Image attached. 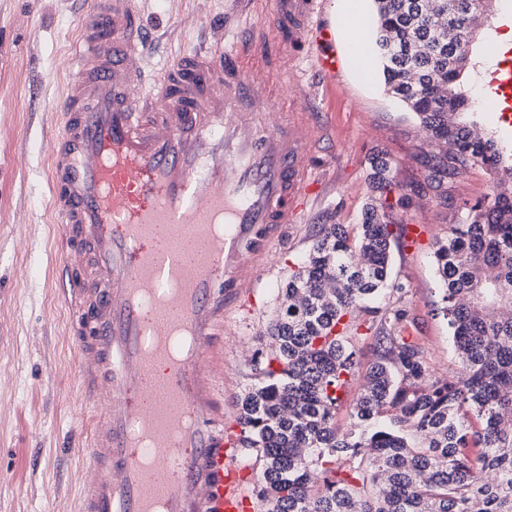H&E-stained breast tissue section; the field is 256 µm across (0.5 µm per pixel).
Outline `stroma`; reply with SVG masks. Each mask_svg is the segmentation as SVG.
Returning <instances> with one entry per match:
<instances>
[{"label":"stroma","instance_id":"obj_1","mask_svg":"<svg viewBox=\"0 0 512 512\" xmlns=\"http://www.w3.org/2000/svg\"><path fill=\"white\" fill-rule=\"evenodd\" d=\"M225 0H140V34L152 69L168 59L213 43ZM83 0H0V512H75L85 458L76 449L91 416L82 409L67 314L51 284L57 227L49 204L47 132L53 100L63 94L74 49L76 16ZM277 8L242 26L252 36L268 33V57L288 49L290 72L265 67L262 78L275 124L285 112H304L323 126L314 149V178L299 223L287 225L274 245L278 262L263 271L256 288L224 320V424H236V401L251 382L248 354L264 347L280 285L311 246L316 224H359L371 195L372 156L386 157L394 181L413 194L409 208H392L388 219L408 227L405 247L393 250V272L410 290L416 319L411 334L424 347L437 375L455 371L448 326L439 313L441 294L434 251L452 225L489 196L493 178L482 165L461 170L448 182L447 199L427 186L423 163L431 146L415 115L389 94L379 69L364 70L354 49L374 42V17L365 15L357 36L337 33L332 45L340 68L331 81L319 75L296 34L275 23ZM512 19V0H494L474 46L480 72L476 89L495 65V36Z\"/></svg>","mask_w":512,"mask_h":512}]
</instances>
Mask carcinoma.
<instances>
[{
    "label": "carcinoma",
    "mask_w": 512,
    "mask_h": 512,
    "mask_svg": "<svg viewBox=\"0 0 512 512\" xmlns=\"http://www.w3.org/2000/svg\"><path fill=\"white\" fill-rule=\"evenodd\" d=\"M373 2L385 85L440 147L426 162L430 187L472 162L499 187L435 250L459 369L435 375L410 336L409 289L391 278L406 227L380 213L395 183L377 155L364 222L313 227L279 288L232 447L252 461L265 512H512V145L476 133L463 82L477 71L475 32L493 0ZM364 326L375 348L361 375ZM359 375L340 429L336 410Z\"/></svg>",
    "instance_id": "carcinoma-1"
}]
</instances>
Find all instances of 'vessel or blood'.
I'll list each match as a JSON object with an SVG mask.
<instances>
[{
  "mask_svg": "<svg viewBox=\"0 0 512 512\" xmlns=\"http://www.w3.org/2000/svg\"><path fill=\"white\" fill-rule=\"evenodd\" d=\"M138 0H87L49 144L58 276L93 412L77 512H256L224 442V316L314 181L305 114L267 127L259 53L186 54L146 87ZM320 0H289L300 36ZM489 97L512 113V65ZM191 339L166 372L168 338Z\"/></svg>",
  "mask_w": 512,
  "mask_h": 512,
  "instance_id": "obj_1",
  "label": "vessel or blood"
}]
</instances>
